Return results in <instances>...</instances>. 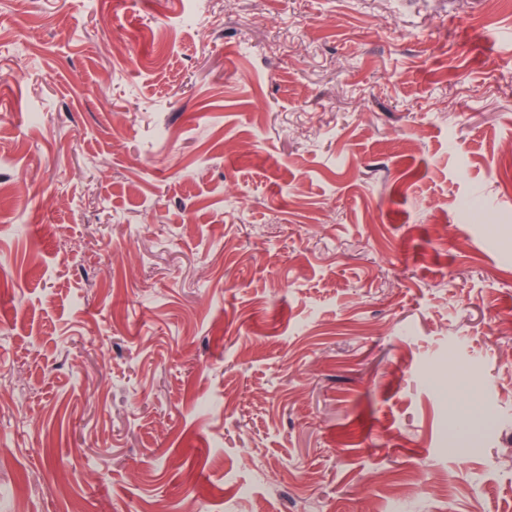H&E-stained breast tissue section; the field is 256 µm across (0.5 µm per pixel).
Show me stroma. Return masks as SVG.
I'll return each mask as SVG.
<instances>
[{
  "mask_svg": "<svg viewBox=\"0 0 512 512\" xmlns=\"http://www.w3.org/2000/svg\"><path fill=\"white\" fill-rule=\"evenodd\" d=\"M0 377V512H512V0H0Z\"/></svg>",
  "mask_w": 512,
  "mask_h": 512,
  "instance_id": "obj_1",
  "label": "stroma"
}]
</instances>
